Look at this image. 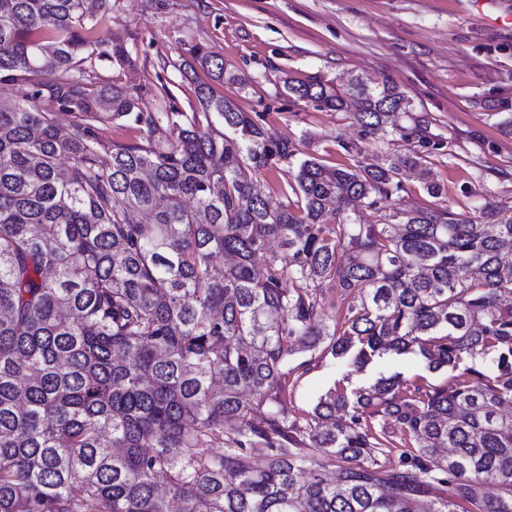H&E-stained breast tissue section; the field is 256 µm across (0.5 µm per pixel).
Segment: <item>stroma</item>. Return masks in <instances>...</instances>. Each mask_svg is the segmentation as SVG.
I'll return each mask as SVG.
<instances>
[{
  "label": "stroma",
  "instance_id": "stroma-1",
  "mask_svg": "<svg viewBox=\"0 0 512 512\" xmlns=\"http://www.w3.org/2000/svg\"><path fill=\"white\" fill-rule=\"evenodd\" d=\"M98 35L122 40L137 59L135 69L112 70L115 83L177 84L175 105L184 112L197 100L173 63L190 45L209 47L248 81L243 89L221 85L224 96L260 116L271 138H290L301 154L331 165L350 162L344 144L365 156L377 144L363 138L351 110L316 109L284 93V80H393L414 115L427 119L437 148L403 175L383 211L449 208L476 220L490 194L512 213V134L498 125L499 112L512 113V0H116ZM431 182L440 196L427 194ZM396 372L446 380L411 357H387L355 374L327 356L289 378L288 406L304 414L346 374L360 385Z\"/></svg>",
  "mask_w": 512,
  "mask_h": 512
}]
</instances>
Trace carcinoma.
<instances>
[{
  "mask_svg": "<svg viewBox=\"0 0 512 512\" xmlns=\"http://www.w3.org/2000/svg\"><path fill=\"white\" fill-rule=\"evenodd\" d=\"M95 7L0 0V82L18 97L0 107V512H419L424 497L512 512V214L490 198L480 222L381 211L430 147L393 81H285L323 110L355 99L368 136L417 143L351 164L267 137L200 78L246 86L202 45L179 64L201 111L151 112L171 84L99 74L137 59L98 39L115 0ZM118 122L138 140L106 139ZM291 161L295 199L254 192ZM326 284L347 300L337 317ZM328 354L358 372L412 355L430 373L479 356L490 372L345 375L293 414L288 378Z\"/></svg>",
  "mask_w": 512,
  "mask_h": 512,
  "instance_id": "obj_1",
  "label": "carcinoma"
}]
</instances>
